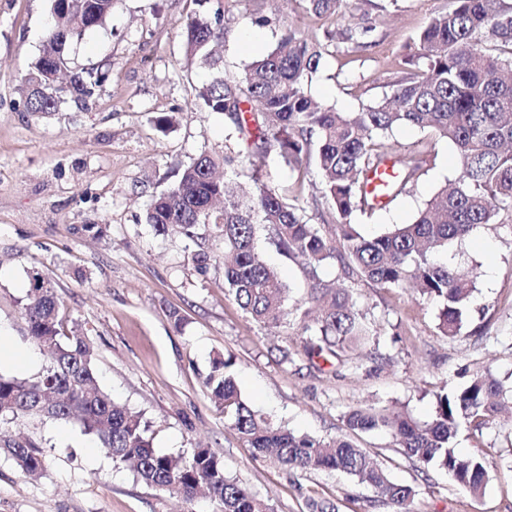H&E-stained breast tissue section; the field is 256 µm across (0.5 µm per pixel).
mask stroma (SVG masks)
<instances>
[{"label":"stroma","mask_w":512,"mask_h":512,"mask_svg":"<svg viewBox=\"0 0 512 512\" xmlns=\"http://www.w3.org/2000/svg\"><path fill=\"white\" fill-rule=\"evenodd\" d=\"M452 0H347L351 26L371 25L366 49L326 41L323 20L297 0H117L105 27L74 45L72 68L91 65L107 74L89 106L28 111L19 75L41 52L50 0H0V329L11 344L32 349L24 304L27 271L38 268L60 301L64 331L92 342L99 386L148 422L157 451L188 456L200 445L223 461L226 475L268 500L274 512H309L312 500L336 512H390L374 506V489L325 471H290L254 455L208 396L203 379L214 355L230 356L243 400L272 423L321 438L348 436L367 449L390 477L413 487V512H512V414L475 432L462 430L456 446L485 457L490 479L474 498L447 473L401 455L386 433H350L347 414L367 405L427 422L435 392L462 387L490 371L512 384V212L497 224L448 247L458 269L478 270L471 312L461 335L437 329L440 303L409 289L354 285L379 343L360 369L335 367L302 353L297 327L268 330L229 295L224 268L199 272L183 237L156 235L144 220L153 195L201 153L239 150L259 160L266 181L297 197L310 223L328 217L309 168L302 190L276 152L227 140L223 114L197 111L194 88L211 78L187 65L183 30L188 18L221 12L226 36L224 73L236 76L269 51L283 26L322 42L324 52L308 85L315 100L357 112L391 93L413 39ZM268 25L255 24L256 16ZM170 116L159 127L156 119ZM454 146L433 142L424 174L386 209L355 214L363 235L412 222L435 193L456 178ZM102 224L103 237L87 227ZM37 433L50 451L42 477L25 478L0 456V512H212L209 501L170 497L137 481L96 449L78 423L46 420Z\"/></svg>","instance_id":"obj_1"}]
</instances>
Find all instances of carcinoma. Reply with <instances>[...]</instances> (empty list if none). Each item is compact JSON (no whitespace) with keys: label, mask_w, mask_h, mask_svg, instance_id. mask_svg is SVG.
<instances>
[{"label":"carcinoma","mask_w":512,"mask_h":512,"mask_svg":"<svg viewBox=\"0 0 512 512\" xmlns=\"http://www.w3.org/2000/svg\"><path fill=\"white\" fill-rule=\"evenodd\" d=\"M116 0H51L43 50L21 76L31 112L60 109L65 95L86 105L105 80L98 67L83 68L60 82L69 49L85 32L103 27ZM303 11L334 23L343 17L342 0H299ZM221 13L191 18L183 31L187 64L214 72L196 89L206 112H220L233 125L237 140L263 153L275 149L288 167L303 176L309 164L323 174L321 196L336 225L311 224L303 208L267 184L252 168L249 183L232 185L216 176L235 171L241 152L202 153L185 166L171 186L153 199L145 220L161 235L199 238L197 226L212 224L224 251L190 252L197 270L211 262L224 266V281L239 307L267 329L294 324L310 333L305 355L344 366L351 351L377 335L358 308L350 288H337L320 277L334 263L338 279L368 281L380 288L411 285L442 303L438 330L458 336L468 318L476 275L460 272L441 258L448 244L496 223L499 211L512 209V7L503 0H453L432 17L413 44L422 67L393 84V92L359 112H338L315 102L308 83L317 72L323 46L296 29L282 30L274 46L252 61L238 79L224 78V61L212 46L224 40ZM371 28L327 31L329 38L365 47ZM397 126L428 130L456 149L460 174L449 188L431 197L410 224L371 237L363 236L353 215L377 210L367 192L368 177L387 162L396 166L387 187L395 199L416 182L427 164L420 144L404 158L387 134ZM264 225L276 249L299 266L308 288L290 295L276 269L255 247L256 227ZM24 316L32 343L49 355L32 380L0 374V422L34 418L75 420L94 435L116 466L130 467L137 480L169 495L192 501L204 493L214 512H272L270 504L224 473L221 458L209 448L188 457L157 453L139 414L115 402L97 386L95 351L90 340L61 330L60 305L43 274L29 272ZM231 359L216 355L203 384L224 409V417L257 454L301 471L341 472L371 486L375 502L393 512H410L414 491L393 482L369 453L342 437L294 434L268 422L242 399ZM504 385L492 374H475L458 390L436 395V416L420 424L402 412L373 407L347 415L361 432L387 431L399 452L445 470L467 494L481 496L489 481L485 461L456 448L465 425L480 430L505 404ZM0 453L27 476L40 477L48 464L42 443L30 435L0 437Z\"/></svg>","instance_id":"cac0c4a2"}]
</instances>
